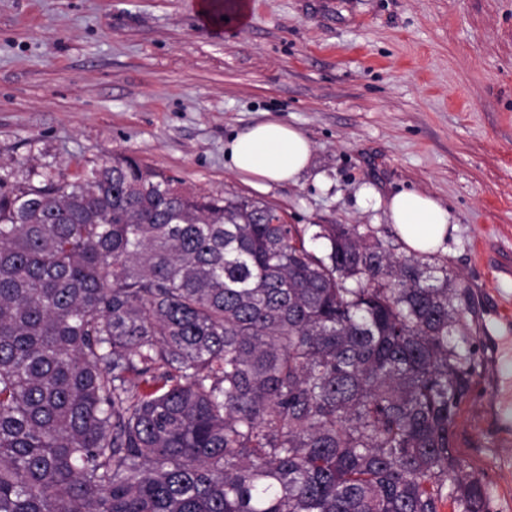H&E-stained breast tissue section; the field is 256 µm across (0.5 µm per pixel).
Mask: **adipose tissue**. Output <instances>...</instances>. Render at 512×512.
Here are the masks:
<instances>
[{
  "label": "adipose tissue",
  "mask_w": 512,
  "mask_h": 512,
  "mask_svg": "<svg viewBox=\"0 0 512 512\" xmlns=\"http://www.w3.org/2000/svg\"><path fill=\"white\" fill-rule=\"evenodd\" d=\"M312 146L296 127L259 122L233 134L227 143L231 169L262 187L292 182L310 164ZM386 213L403 243L421 254L444 243L453 217L442 203L417 190H402L388 199Z\"/></svg>",
  "instance_id": "1"
}]
</instances>
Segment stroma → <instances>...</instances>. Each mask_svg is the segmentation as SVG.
<instances>
[{
    "mask_svg": "<svg viewBox=\"0 0 512 512\" xmlns=\"http://www.w3.org/2000/svg\"><path fill=\"white\" fill-rule=\"evenodd\" d=\"M247 2L245 23L216 28L197 0H0V172L128 155L290 224L360 225L398 257L363 188L434 196L455 226L419 261L447 267L483 365L455 448L489 512H512V320L495 315L512 301V0ZM258 121L311 141L296 182L261 189L229 168L225 143Z\"/></svg>",
    "mask_w": 512,
    "mask_h": 512,
    "instance_id": "1",
    "label": "stroma"
}]
</instances>
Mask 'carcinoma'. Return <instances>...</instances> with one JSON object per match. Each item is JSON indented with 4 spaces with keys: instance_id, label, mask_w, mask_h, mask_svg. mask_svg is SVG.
Listing matches in <instances>:
<instances>
[{
    "instance_id": "1",
    "label": "carcinoma",
    "mask_w": 512,
    "mask_h": 512,
    "mask_svg": "<svg viewBox=\"0 0 512 512\" xmlns=\"http://www.w3.org/2000/svg\"><path fill=\"white\" fill-rule=\"evenodd\" d=\"M455 292L130 157L0 174V512H487Z\"/></svg>"
}]
</instances>
